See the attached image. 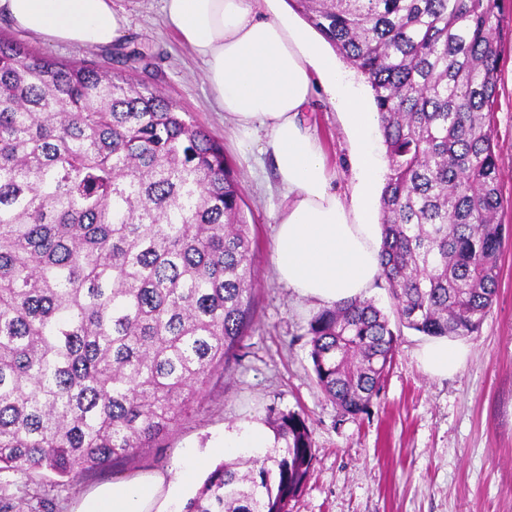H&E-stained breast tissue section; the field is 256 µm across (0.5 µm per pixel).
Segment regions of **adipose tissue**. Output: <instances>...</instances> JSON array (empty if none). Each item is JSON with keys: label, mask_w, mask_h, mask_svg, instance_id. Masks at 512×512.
Masks as SVG:
<instances>
[{"label": "adipose tissue", "mask_w": 512, "mask_h": 512, "mask_svg": "<svg viewBox=\"0 0 512 512\" xmlns=\"http://www.w3.org/2000/svg\"><path fill=\"white\" fill-rule=\"evenodd\" d=\"M162 2L167 27L202 59L217 108L243 133L242 152L274 161L283 198L274 233L278 279L323 305L365 297L381 274V227L372 208L376 112L348 91L316 30L290 22L287 0ZM0 15L44 42L88 47L115 43L127 25L112 0H0ZM321 91L344 114L356 148L349 200L301 118ZM464 356V347L437 341L422 348L420 361L428 373L447 376ZM197 464L187 457L176 480L150 474L104 485L75 512H170Z\"/></svg>", "instance_id": "obj_1"}]
</instances>
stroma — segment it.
Returning a JSON list of instances; mask_svg holds the SVG:
<instances>
[{
  "mask_svg": "<svg viewBox=\"0 0 512 512\" xmlns=\"http://www.w3.org/2000/svg\"><path fill=\"white\" fill-rule=\"evenodd\" d=\"M128 27L126 49L148 51L147 68H132L114 46L47 44L0 17V34L62 62L89 61L161 87L168 98L224 145L239 180L249 225L256 283L247 354L216 371L203 394L150 448L83 471L68 482L34 472L1 470L0 500L25 512H71L99 485L160 472L175 478L189 451L210 453L215 438L245 425H264L269 408L299 413L312 430L310 476L288 512H512V240L500 258L497 294L478 334L452 375L433 376L419 359L429 339L402 329L371 412L343 415L316 384L305 332L320 306L279 282L273 266L275 218L282 203L269 156L242 154L233 123L212 103L204 64L168 29L162 0H113ZM500 81L491 128L501 160L503 206L512 226V0H498ZM303 117L319 136L340 193L351 196L354 147L343 116L323 97Z\"/></svg>",
  "mask_w": 512,
  "mask_h": 512,
  "instance_id": "stroma-1",
  "label": "stroma"
}]
</instances>
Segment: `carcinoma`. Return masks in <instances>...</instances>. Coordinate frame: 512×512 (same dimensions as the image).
I'll return each mask as SVG.
<instances>
[{
  "label": "carcinoma",
  "instance_id": "1",
  "mask_svg": "<svg viewBox=\"0 0 512 512\" xmlns=\"http://www.w3.org/2000/svg\"><path fill=\"white\" fill-rule=\"evenodd\" d=\"M369 83L388 161L381 279L397 324L479 332L512 228L487 119V0H293ZM254 260L223 145L156 86L0 37V470L60 480L152 447L245 355ZM316 382L368 413L396 348L372 299L306 330ZM273 446L226 460L185 512H288L312 431L269 410Z\"/></svg>",
  "mask_w": 512,
  "mask_h": 512
}]
</instances>
